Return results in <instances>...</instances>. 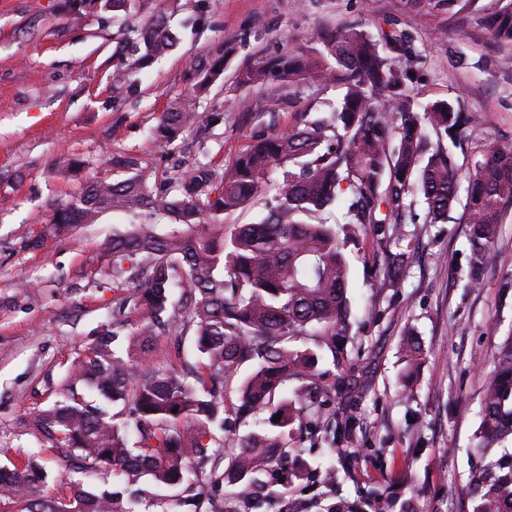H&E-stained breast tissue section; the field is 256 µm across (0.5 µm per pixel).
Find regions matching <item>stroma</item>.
Masks as SVG:
<instances>
[{
    "label": "stroma",
    "instance_id": "obj_1",
    "mask_svg": "<svg viewBox=\"0 0 512 512\" xmlns=\"http://www.w3.org/2000/svg\"><path fill=\"white\" fill-rule=\"evenodd\" d=\"M180 43L141 76L112 85L119 26L97 11L72 20L65 0H0V451L18 459L40 448L25 427L32 414L61 399L70 361L94 330L112 320V259L99 247L118 224L55 233L53 204L79 195L92 179L119 180L111 155L139 158L165 181L194 162L223 171L253 136L285 131L299 113L336 97L316 77L289 100L277 82L242 87L238 72L314 47L317 30L355 22L376 40L410 36L423 62L419 101L462 98L480 113L472 145L512 146V45L495 41L473 19L445 5L418 10L411 0H168ZM224 57V75L201 98L203 112L224 123L205 142L186 133L171 144L149 137L183 90L191 63ZM83 161L74 175L55 174L65 158ZM405 279L372 277L385 250L372 236L349 248L352 333L358 354L346 374L361 377L351 395L337 393L356 417L349 443L357 455L340 493L419 476L422 512H468L466 488L483 384L503 336L512 332V207L488 244L479 280L470 278L469 224H407ZM413 327L426 358L405 391L399 341Z\"/></svg>",
    "mask_w": 512,
    "mask_h": 512
}]
</instances>
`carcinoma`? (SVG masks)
<instances>
[{
	"mask_svg": "<svg viewBox=\"0 0 512 512\" xmlns=\"http://www.w3.org/2000/svg\"><path fill=\"white\" fill-rule=\"evenodd\" d=\"M134 0H73L72 14L131 12ZM448 15L476 17L500 43L512 44V0H445ZM318 47L282 55L241 70L243 86L271 80L298 94L300 81L316 72L342 89L325 112H304L302 124L253 137L234 163L217 173L197 163L179 174L176 190L159 185L138 159L114 155L112 169L131 176L92 180L72 200L53 206L50 224L63 233L119 213L126 223L101 243L112 257V283L141 313L133 323L101 327L66 375L63 398L29 423L48 446L0 468V491L23 504L21 512H142L144 502L185 503L183 493L207 474L224 486V507L270 502L288 488L316 482L333 489L337 471L311 468L298 443L304 436L342 462L355 452L349 439L354 417L347 409L325 411L330 386L322 380L348 358L350 265L346 250L371 232L386 249L374 277L393 283L405 274L407 253L391 251L402 224H446L462 208L472 225L471 264L478 272L485 246L512 204V146L463 150L466 131L482 125L463 100L417 103L413 84L422 56L392 34L385 46L357 24L320 30ZM179 42L165 8L123 33L124 58L112 72L119 88L140 69L173 52ZM224 74V56L191 64L184 92L151 131L172 143L191 130L202 141L224 122L222 112H200L197 100ZM466 159L467 188L458 196ZM421 197L423 214L416 211ZM264 198L253 224L226 227L224 214ZM180 289L177 323L173 290ZM191 331L197 359L179 369L149 370L155 340ZM128 348L115 346L121 332ZM404 372L424 360L414 329L400 339ZM253 370L239 384L234 418L225 417L224 383L245 363ZM89 389L109 412L86 399ZM282 414L280 421L273 418ZM473 454L481 461L467 495L470 512H512V334L499 343L494 369L480 400ZM241 423L239 434L229 423ZM58 452L81 474L117 476L126 493L87 491L77 481L45 491L40 454ZM420 512L419 498L385 487L360 490L355 499L326 493L296 501L292 512Z\"/></svg>",
	"mask_w": 512,
	"mask_h": 512,
	"instance_id": "1",
	"label": "carcinoma"
}]
</instances>
